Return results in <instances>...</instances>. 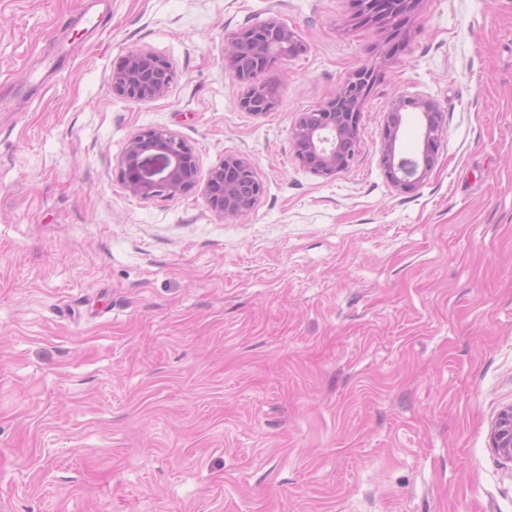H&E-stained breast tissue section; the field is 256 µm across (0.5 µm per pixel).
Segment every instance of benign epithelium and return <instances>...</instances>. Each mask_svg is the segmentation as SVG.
I'll return each instance as SVG.
<instances>
[{
    "label": "benign epithelium",
    "mask_w": 512,
    "mask_h": 512,
    "mask_svg": "<svg viewBox=\"0 0 512 512\" xmlns=\"http://www.w3.org/2000/svg\"><path fill=\"white\" fill-rule=\"evenodd\" d=\"M417 0H356L360 14L386 23H397ZM244 35L253 44V65L236 64L239 37L225 47L234 77L248 85L238 102L245 112L262 114L276 105L273 87L259 82V76L277 61L304 51L299 35L275 19L248 29ZM168 61L146 49L129 52L112 70L108 83L115 94L141 101L166 95L171 79ZM375 80L372 68L354 72L336 96L304 112L293 128L297 159L315 174L330 177L348 167L360 142V107ZM425 119L422 148L416 157L399 155L396 129L407 109ZM445 112L434 100L398 95L391 104L380 146V163L393 186L408 192L421 183L432 169L445 132ZM120 178L130 195L149 200L157 196L174 198L190 191L198 175L193 148L164 128H149L133 135L120 158ZM263 194V183L250 160L230 155L213 167L206 183V198L212 210L224 217L246 213ZM490 447L512 463V405L502 408L491 424Z\"/></svg>",
    "instance_id": "7a95c632"
}]
</instances>
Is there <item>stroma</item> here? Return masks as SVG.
I'll return each mask as SVG.
<instances>
[{
	"label": "stroma",
	"instance_id": "35a3bbf8",
	"mask_svg": "<svg viewBox=\"0 0 512 512\" xmlns=\"http://www.w3.org/2000/svg\"><path fill=\"white\" fill-rule=\"evenodd\" d=\"M0 0V512H512L489 426L512 404V0H419L400 29L354 0ZM276 19L302 53L242 111L231 35ZM64 71L32 87L48 45ZM147 49L166 96L114 94ZM369 66L348 168L312 173L292 129ZM435 100L429 177L401 192L380 145L396 94ZM161 127L198 159L141 200L128 140ZM248 157L247 216L207 203ZM246 185H250L253 192L249 199L243 195ZM262 194L263 183L244 155L227 156L209 172L206 183L207 202L221 216H242Z\"/></svg>",
	"mask_w": 512,
	"mask_h": 512
}]
</instances>
